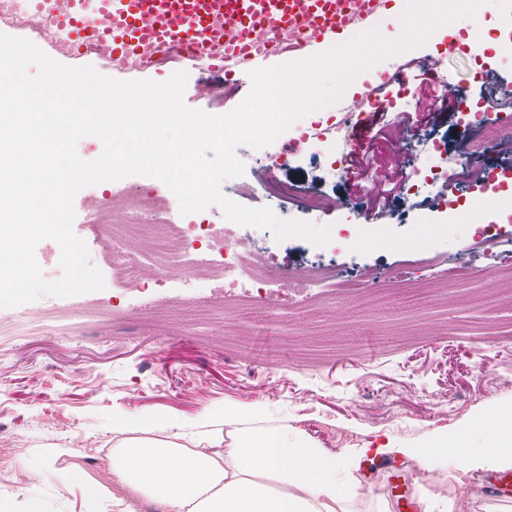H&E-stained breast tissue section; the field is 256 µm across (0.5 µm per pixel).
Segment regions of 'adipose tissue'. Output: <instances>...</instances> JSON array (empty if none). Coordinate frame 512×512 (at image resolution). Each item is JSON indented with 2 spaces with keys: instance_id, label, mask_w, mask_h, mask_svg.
Returning a JSON list of instances; mask_svg holds the SVG:
<instances>
[{
  "instance_id": "adipose-tissue-1",
  "label": "adipose tissue",
  "mask_w": 512,
  "mask_h": 512,
  "mask_svg": "<svg viewBox=\"0 0 512 512\" xmlns=\"http://www.w3.org/2000/svg\"><path fill=\"white\" fill-rule=\"evenodd\" d=\"M254 410L228 406L220 426L196 441L177 419L143 416L121 421L125 436L112 450L114 506L126 499L152 512H350L352 477H339L340 461L287 428L249 427ZM495 447L463 436H438L407 449L425 463L437 452L465 455L469 466L512 465V413L494 424Z\"/></svg>"
}]
</instances>
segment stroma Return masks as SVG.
Here are the masks:
<instances>
[{
	"label": "stroma",
	"instance_id": "obj_1",
	"mask_svg": "<svg viewBox=\"0 0 512 512\" xmlns=\"http://www.w3.org/2000/svg\"><path fill=\"white\" fill-rule=\"evenodd\" d=\"M454 34L381 61L380 70L404 66L393 92L408 88L413 102L385 110L400 137L379 142L377 159L400 177L423 181L451 167L463 180L450 189L424 188L419 209L396 197L368 226L370 213L346 166L332 149L304 141L312 122L349 117V149L372 115L363 105L365 85L341 100L307 114L274 143L237 149L244 174L224 182L234 201L248 207H277L284 219L330 225L331 238L317 246L301 237L277 239L269 229L239 227L256 248H272L280 276L266 292L247 301L210 299L222 258L201 266L199 252L164 265L169 301L106 285L104 290L59 298L41 296L31 310L43 322L17 330L11 310L0 309V500L11 512H114L111 500L82 499L66 490L60 475L76 469L111 486V469L98 454L119 442V420L173 417L193 426L201 416L233 405L260 407L261 426H284L336 453L355 478V512H374L379 500L411 502L421 489L451 497L449 476L460 477L466 498L461 512H500L488 484L501 466L466 469L455 455L428 466L400 454L437 435L467 433L489 442L500 411L512 410V190L476 195L473 184L486 169L512 170V127L498 139L484 136L469 107L484 104L504 85L512 87V0L456 20ZM446 73L455 87L458 111L422 123L415 105L423 92L411 68ZM189 74L185 105L215 115L234 110L246 97L235 81L210 73L204 64L166 57L143 77L162 82L174 72ZM445 141L444 152L423 148ZM113 192L108 208L122 216L140 192L162 195V181L130 176L92 188ZM323 205L303 214L306 196ZM462 196L461 210L443 197ZM497 224L502 241L476 245L480 225ZM333 263L345 276L364 280L353 294L324 288L322 266ZM304 278L306 291L284 303L285 277ZM391 442L396 476L377 475L355 450L373 437Z\"/></svg>",
	"mask_w": 512,
	"mask_h": 512
}]
</instances>
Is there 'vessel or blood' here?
Segmentation results:
<instances>
[{
    "instance_id": "obj_1",
    "label": "vessel or blood",
    "mask_w": 512,
    "mask_h": 512,
    "mask_svg": "<svg viewBox=\"0 0 512 512\" xmlns=\"http://www.w3.org/2000/svg\"><path fill=\"white\" fill-rule=\"evenodd\" d=\"M58 46L99 47L109 69L151 68L170 49L234 76L263 67L283 33L297 49L374 18L385 0H28Z\"/></svg>"
}]
</instances>
